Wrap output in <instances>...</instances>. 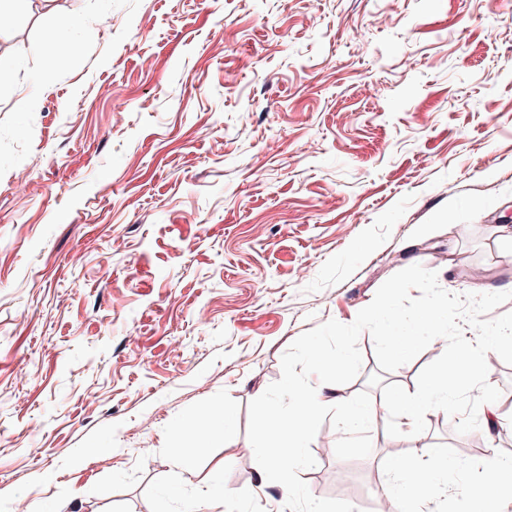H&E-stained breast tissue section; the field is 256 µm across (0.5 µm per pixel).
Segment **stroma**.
<instances>
[{"label":"stroma","mask_w":512,"mask_h":512,"mask_svg":"<svg viewBox=\"0 0 512 512\" xmlns=\"http://www.w3.org/2000/svg\"><path fill=\"white\" fill-rule=\"evenodd\" d=\"M384 7L34 0L0 29V512H283L246 431L297 337L415 264L512 291V0ZM72 18L77 65L53 51ZM358 346L338 393L370 394L372 452L324 451V422L315 497L377 512L384 470L427 451L451 466L420 508L448 512L512 457L437 409L389 436L383 386L415 392L439 353L386 372ZM188 420L223 432L194 447Z\"/></svg>","instance_id":"1"}]
</instances>
